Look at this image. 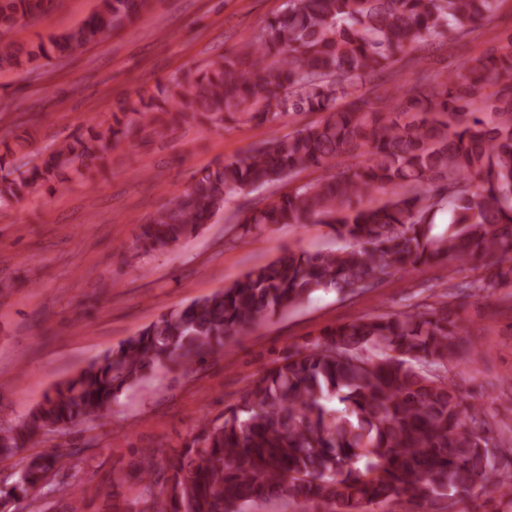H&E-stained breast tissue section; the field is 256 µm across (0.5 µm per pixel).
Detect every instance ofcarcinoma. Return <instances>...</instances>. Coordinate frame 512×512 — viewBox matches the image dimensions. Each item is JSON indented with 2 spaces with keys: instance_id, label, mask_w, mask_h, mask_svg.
I'll use <instances>...</instances> for the list:
<instances>
[{
  "instance_id": "obj_1",
  "label": "carcinoma",
  "mask_w": 512,
  "mask_h": 512,
  "mask_svg": "<svg viewBox=\"0 0 512 512\" xmlns=\"http://www.w3.org/2000/svg\"><path fill=\"white\" fill-rule=\"evenodd\" d=\"M502 0H288L238 52L188 69L156 93L112 113L102 131L58 143L12 175L0 156V207L37 194L67 171L103 169L112 150L178 126H213L245 116L271 122L284 112L325 117L254 147L197 178L146 224L145 247L163 250L194 234L237 191L276 185L308 169L321 178L237 216L255 229L325 224L336 249L283 252L231 285L160 315L56 384L16 424L0 427V457L49 433L105 419L112 403L150 373L224 356L242 336L313 292L375 288L409 265L444 257L464 266L491 257L512 285V36L463 74H427L411 95L361 92L398 56L431 34L464 35L490 20ZM50 0L0 4V72L40 58L73 57L138 17L150 0H99L80 24L29 46L1 37L20 20L45 15ZM480 103L488 113L471 112ZM358 158L357 164L346 159ZM387 194L379 205L366 202ZM448 230L432 234L443 203ZM448 303L338 325L272 361L224 413L197 426L191 443L155 469L141 454L138 491L108 512H363L403 495L425 509L448 508L512 487V430L494 435V414L463 404L446 376L466 349ZM85 449L27 459L0 490V508L81 512L65 488ZM59 500L47 505V495Z\"/></svg>"
}]
</instances>
